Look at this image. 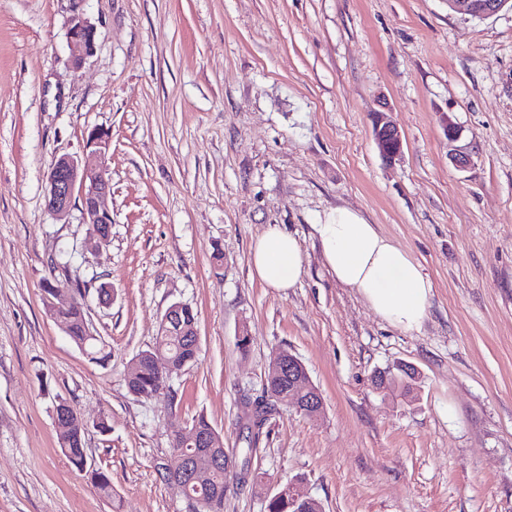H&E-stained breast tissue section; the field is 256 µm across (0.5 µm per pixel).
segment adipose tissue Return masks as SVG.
Returning <instances> with one entry per match:
<instances>
[{
    "mask_svg": "<svg viewBox=\"0 0 512 512\" xmlns=\"http://www.w3.org/2000/svg\"><path fill=\"white\" fill-rule=\"evenodd\" d=\"M325 264L387 323L406 331L426 316L433 284L406 251L354 211L339 208L316 225ZM253 276L265 287H295L304 267L298 239L269 227L250 248Z\"/></svg>",
    "mask_w": 512,
    "mask_h": 512,
    "instance_id": "ef3b65f1",
    "label": "adipose tissue"
}]
</instances>
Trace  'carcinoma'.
<instances>
[{"mask_svg":"<svg viewBox=\"0 0 512 512\" xmlns=\"http://www.w3.org/2000/svg\"><path fill=\"white\" fill-rule=\"evenodd\" d=\"M57 321L65 328L67 336L80 349L91 355L92 359H104V348L98 345V339L93 336L89 324V308L84 294L66 306L51 309ZM197 350L192 348L190 339L178 331L156 338L155 344L138 354L139 368L135 374H127L126 383L129 390L144 399H154L167 390L165 378L161 374V361L167 359L184 366L196 361ZM287 381H266L259 395L245 403L242 432L248 447L243 449L241 468L250 469L249 453L256 445L266 422L278 409L273 395L286 389ZM57 439L72 465L80 472L90 476V481L96 492L107 499L112 498V476L102 469H88L82 449H84L85 431L76 419H71L58 430ZM205 452L213 460L212 479L209 484L196 487L187 486L183 495L191 502L193 512H223L224 497L228 487L224 481V471L228 457L224 454V445L207 448ZM297 507L290 500L288 490L274 494L266 505V512H296Z\"/></svg>","mask_w":512,"mask_h":512,"instance_id":"1","label":"carcinoma"}]
</instances>
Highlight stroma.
<instances>
[{"instance_id":"1","label":"stroma","mask_w":512,"mask_h":512,"mask_svg":"<svg viewBox=\"0 0 512 512\" xmlns=\"http://www.w3.org/2000/svg\"><path fill=\"white\" fill-rule=\"evenodd\" d=\"M71 7L0 0V512H189L157 473L172 436L202 414L239 456L244 402L284 348L324 412L279 406L251 457L261 485L228 467L224 512H265L295 480L325 512H512V11L83 0L96 44L77 66ZM381 110L403 134L392 164L372 136ZM445 117L473 151L468 168L449 159ZM97 128L112 135L101 158L86 147ZM63 155L108 170L112 235L99 250L80 205L63 220L45 207ZM339 208L432 280L419 329L382 321L325 266L313 226ZM272 224L305 259L284 292L251 274V243ZM81 289L107 361L48 310ZM176 302L197 313L199 352L171 374L170 408L134 396L126 373ZM398 361L421 371L419 390L377 391L373 374ZM59 399L85 418L88 462L111 474L113 499L60 448Z\"/></svg>"}]
</instances>
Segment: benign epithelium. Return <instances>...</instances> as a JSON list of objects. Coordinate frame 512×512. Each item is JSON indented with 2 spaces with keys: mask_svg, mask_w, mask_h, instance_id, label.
I'll return each instance as SVG.
<instances>
[{
  "mask_svg": "<svg viewBox=\"0 0 512 512\" xmlns=\"http://www.w3.org/2000/svg\"><path fill=\"white\" fill-rule=\"evenodd\" d=\"M72 14L67 20V42L72 61L80 65L95 47L96 28L85 17L79 7L81 0H73ZM448 6L472 16L489 17L504 8L512 10V0H448ZM372 134L383 158L392 163L402 155L403 137L399 127L388 119L386 113L374 115ZM111 136L102 129L92 130L86 139L87 148L95 154L109 150ZM46 207L59 219L65 218L75 200H81L83 221L88 226L89 240L99 247L110 241L112 214L107 206L111 194L110 179L106 171L91 168L72 156H62L55 161L46 176ZM267 373L272 378H288V387L277 395V403L291 405L300 413L316 418L323 413L324 401L321 392L313 384L303 362L293 354L281 350L269 365ZM180 467L187 469L190 481L206 484L209 469L195 459L173 450ZM292 500L303 504L314 512H324L322 503L303 489L301 484L289 485Z\"/></svg>",
  "mask_w": 512,
  "mask_h": 512,
  "instance_id": "benign-epithelium-1",
  "label": "benign epithelium"
}]
</instances>
